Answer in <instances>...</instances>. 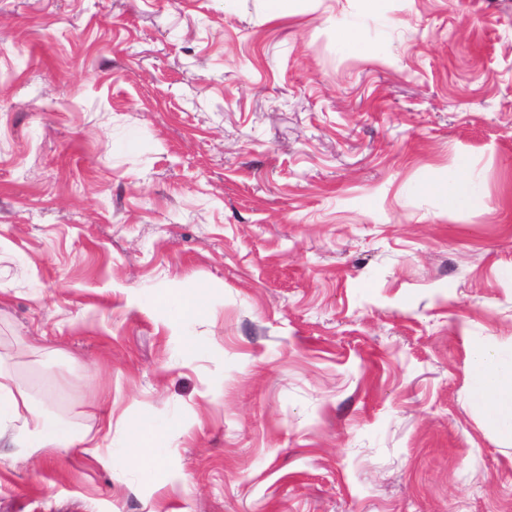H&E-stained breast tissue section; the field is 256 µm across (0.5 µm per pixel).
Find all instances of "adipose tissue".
Masks as SVG:
<instances>
[{
  "mask_svg": "<svg viewBox=\"0 0 512 512\" xmlns=\"http://www.w3.org/2000/svg\"><path fill=\"white\" fill-rule=\"evenodd\" d=\"M470 371L474 396L489 424L512 442V363L504 362L488 346L471 349ZM15 447L14 464L24 465L51 449L76 448L103 464L111 455L89 435L79 433L65 420L36 411L28 394L6 373L0 372V439Z\"/></svg>",
  "mask_w": 512,
  "mask_h": 512,
  "instance_id": "adipose-tissue-1",
  "label": "adipose tissue"
}]
</instances>
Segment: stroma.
Segmentation results:
<instances>
[{
    "mask_svg": "<svg viewBox=\"0 0 512 512\" xmlns=\"http://www.w3.org/2000/svg\"><path fill=\"white\" fill-rule=\"evenodd\" d=\"M477 344L512 360V0H0V369L112 452L1 444L0 512H512ZM137 437L133 440L128 448V456L132 462H140L146 458L145 449L157 447L159 432L150 427L134 428Z\"/></svg>",
    "mask_w": 512,
    "mask_h": 512,
    "instance_id": "1",
    "label": "stroma"
}]
</instances>
